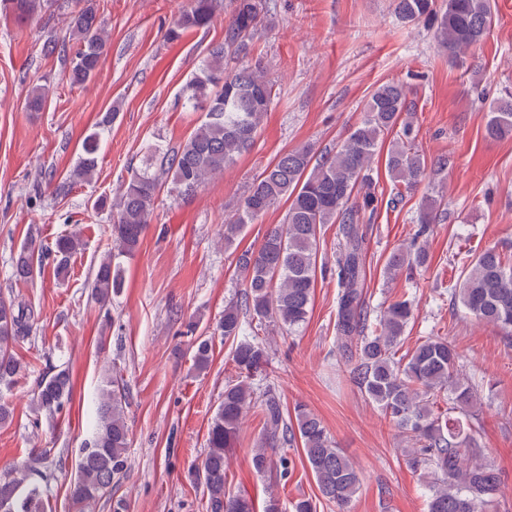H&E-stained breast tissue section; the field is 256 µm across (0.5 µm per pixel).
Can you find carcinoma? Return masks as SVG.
Wrapping results in <instances>:
<instances>
[{
	"mask_svg": "<svg viewBox=\"0 0 512 512\" xmlns=\"http://www.w3.org/2000/svg\"><path fill=\"white\" fill-rule=\"evenodd\" d=\"M48 0H0V12L19 18L44 9ZM219 0H189L167 29L174 41L187 30L210 27ZM231 12L224 42L207 48L206 58L183 88L185 104L196 110L209 103L200 123L173 150L148 148L143 165L111 198L100 197L96 207L112 213L111 240L87 283L92 301L102 307L123 288L121 262L134 256L150 223L162 187V174L172 175L173 190L181 197L194 195L208 180L224 174L237 159L250 152L273 97V83L263 69L242 66L226 71L224 60L245 58L254 31L268 16L267 0H229ZM393 14L404 24L422 20L437 23L436 38L448 49L451 61L481 43L492 23L490 0H444L443 11L434 0H392ZM68 38L79 45L69 55L68 41L51 39L42 46L46 56L69 60V79L83 85L99 70L108 50L105 26L94 9L83 6L69 13ZM49 88L30 93L26 106L43 110ZM412 111L406 87L399 81L378 86L370 95L359 123L352 126L336 148L316 153L303 145L282 153L251 183L233 213L224 220V249L235 244L247 225L255 223L281 202L288 203L283 223L268 228L258 247L235 252L234 274L243 286L239 298L224 306L216 329L231 343L230 357L237 376L224 384V395L211 417L207 450L201 465L189 476L206 490L208 512H254L243 494L225 487L226 460L247 410L261 407L265 427L251 462L258 473L273 468L282 477L295 461L279 448L301 446V463L308 467L325 501L346 512L359 492V473L336 447L322 421L303 405L294 415L285 412L278 386L267 372L269 348L257 330L278 323L296 331L307 321L318 273L319 241L327 224L339 225L340 252L336 259V354L354 364L352 377L366 399L375 403L394 423L411 447L405 449L409 466L428 479V512H486L502 490V476L485 457L476 425L478 385L470 380L458 350L441 336H428L413 350L396 357L405 330L414 317L415 301L406 296L374 307L364 288L365 238L360 225L372 220L378 196L371 165L379 142L396 132L386 167L393 181L413 187L425 177L426 163L414 147L417 134L403 114ZM109 111L97 130L82 142L73 170L59 182L56 192L67 194L77 183H89L97 173L104 134L112 123ZM488 137L512 136V93L496 99L485 115ZM437 200L427 199L419 217L420 232L435 223ZM84 246L78 232L60 235L50 252L29 235L14 253L12 277L34 278L37 268L53 258L57 273L68 272L72 255ZM430 261L425 242L413 239L392 252L385 274L394 279ZM454 301L479 322L491 323L512 337V259L491 246L465 266ZM34 311L14 298L0 295V424L13 414L7 395L25 368L16 347L32 339ZM198 322L185 323L184 335L194 337L193 366L208 367L212 337L196 335ZM121 378H106L97 403V421L88 441L72 465L69 500L72 512H89L92 504L112 494L126 475L129 430L127 395ZM71 399L69 372L61 369L37 385V409L53 415ZM447 408L442 410L439 404ZM50 452L31 454L15 476L0 478V512H47L45 497L53 473Z\"/></svg>",
	"mask_w": 512,
	"mask_h": 512,
	"instance_id": "obj_1",
	"label": "carcinoma"
}]
</instances>
